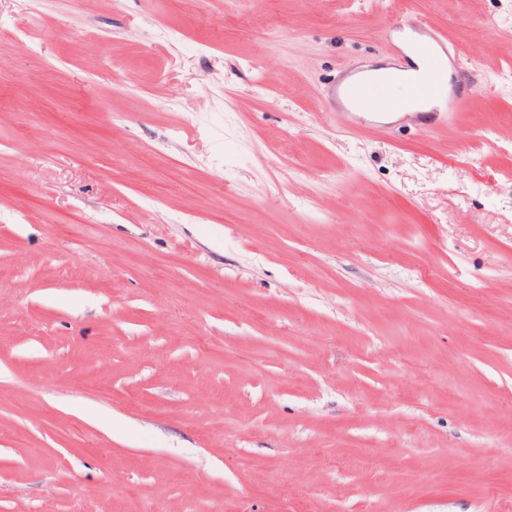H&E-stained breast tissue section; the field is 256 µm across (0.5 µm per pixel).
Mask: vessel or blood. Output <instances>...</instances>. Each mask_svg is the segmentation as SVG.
I'll return each mask as SVG.
<instances>
[{"instance_id":"vessel-or-blood-1","label":"vessel or blood","mask_w":512,"mask_h":512,"mask_svg":"<svg viewBox=\"0 0 512 512\" xmlns=\"http://www.w3.org/2000/svg\"><path fill=\"white\" fill-rule=\"evenodd\" d=\"M393 30L411 36L412 49L417 57L416 62L405 63L389 75L390 80L408 84L417 90L416 97L397 102L396 107L414 110V118L421 126H433L444 114L453 112L465 98L464 92H449L442 72L432 64L434 56L455 55L456 47L447 34L411 14L395 22ZM374 86V80L362 76L360 66L352 64L344 67L329 87L327 101L332 111L340 114L356 109L372 110L377 106Z\"/></svg>"}]
</instances>
